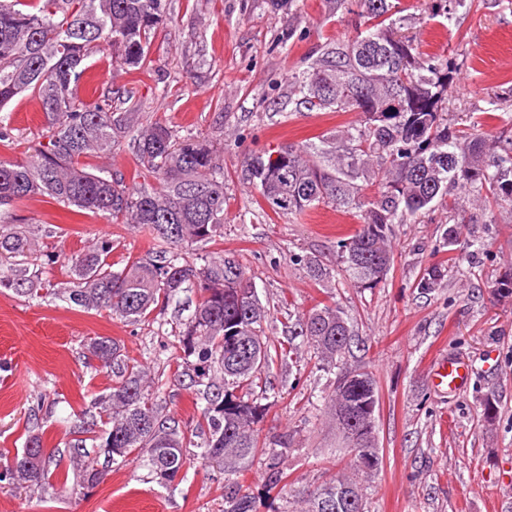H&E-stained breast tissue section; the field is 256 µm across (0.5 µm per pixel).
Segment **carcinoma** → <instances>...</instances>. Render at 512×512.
Here are the masks:
<instances>
[{"label":"carcinoma","mask_w":512,"mask_h":512,"mask_svg":"<svg viewBox=\"0 0 512 512\" xmlns=\"http://www.w3.org/2000/svg\"><path fill=\"white\" fill-rule=\"evenodd\" d=\"M475 0H428L431 17L448 21ZM366 27L346 41L326 44L320 55L292 77L289 98L297 112H360L364 120L319 143L284 145L245 159L247 172L265 205L278 216H298L320 206L359 214L361 225L340 241L343 271L360 287L375 288L393 262L390 227L410 224L448 200L449 189L486 208L512 205V146L494 150L474 129L451 130L446 100L456 70L450 58L422 55L402 34L406 18L400 0H358ZM168 18V0H0V111L29 93L44 112L47 142L20 159L0 160V205L43 195L84 214L104 215L114 224L150 232L155 252L129 258L116 269L112 239L63 255L40 254L44 265L64 262L69 286L40 292L26 274L35 251L34 235L0 224V256L17 260L0 271V287L36 298L63 297L85 311L107 310L137 323L188 288L197 291L190 317L179 331L198 412L183 421L165 412L147 370L122 353L109 336L89 339L95 368L112 375L109 392L94 399L80 420L67 457L76 485L94 488L107 463L138 459L161 484L174 481L196 460L232 476L261 459L270 488L284 479L291 440L261 444L258 424L267 391L256 394L270 367L299 350L270 342L263 328L266 310L255 286L231 253L189 259L192 247L224 236V140L181 133L155 121L137 122L134 112L112 111V93L94 103L77 99L74 86L92 55L112 51L135 70L150 67L148 43ZM135 176L157 186L132 188L119 171L93 172L84 159L110 154L132 130ZM377 186L369 196L365 187ZM315 280L332 269L313 256L295 258ZM296 335L312 350L316 365L331 371L348 350L351 331L337 307L317 305L299 320ZM195 361H190V358ZM360 390L335 388L328 410L345 442L375 448V379L368 372ZM40 448L36 459L29 449ZM43 434L29 435L22 451L0 466V488L41 491L69 471L43 451ZM198 452L191 454L190 449ZM365 512L359 483L343 474L302 497L299 512ZM224 512H252L250 497L235 482L224 485Z\"/></svg>","instance_id":"carcinoma-1"}]
</instances>
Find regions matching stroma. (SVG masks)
I'll list each match as a JSON object with an SVG mask.
<instances>
[{
  "mask_svg": "<svg viewBox=\"0 0 512 512\" xmlns=\"http://www.w3.org/2000/svg\"><path fill=\"white\" fill-rule=\"evenodd\" d=\"M404 33L419 51L455 60L448 89V120L459 128L485 126L489 144L512 141V0H482L451 22L430 18L425 0H401ZM170 19L149 40L148 71H132L111 55H96L79 82L81 99L112 90L120 112L161 121L178 130L224 138V236L200 245L201 255L234 253L253 278L267 311L266 332L288 343L303 313L333 304L347 317L351 347L340 368L368 372L379 396L377 446L382 463L361 476L368 512H512V296L492 294L512 273V207L488 212L466 205V221L453 225L436 207L417 223L392 227L394 261L385 281L358 287L341 271L338 243L360 226L355 212L321 207L296 219L263 213L264 203L245 171L254 152L315 142L356 123L357 112H297L289 81L327 43L362 30L357 11L335 0H297L292 10L270 0H170ZM15 141L0 158H15L42 141L46 122L38 101L15 98L5 109ZM0 222L36 234L41 249L70 254L100 237L111 238L112 259L144 257L147 229L85 215L43 196L0 208ZM455 227V252L441 238ZM316 256L333 270L310 278L294 257ZM442 276L435 288L418 283L430 267ZM194 291L181 293L144 322L130 325L105 311L85 313L56 300L34 299L0 288V454L23 448L42 430L47 450L60 451L79 416L112 385L90 367V336L116 339L159 384L167 410L188 419L194 395L181 367V323L193 312ZM464 358V391L436 392L430 370L436 358ZM275 392L260 423V439L287 433L293 451L288 486L268 490L263 461L240 481L254 512H297L298 496L335 474L350 472L351 455L327 414L335 375L301 357L275 363L268 374ZM497 401L493 423L483 401ZM224 476L195 467L185 477L158 483L139 461L113 465L89 494L54 488L46 495L0 489V512H224Z\"/></svg>",
  "mask_w": 512,
  "mask_h": 512,
  "instance_id": "1",
  "label": "stroma"
}]
</instances>
